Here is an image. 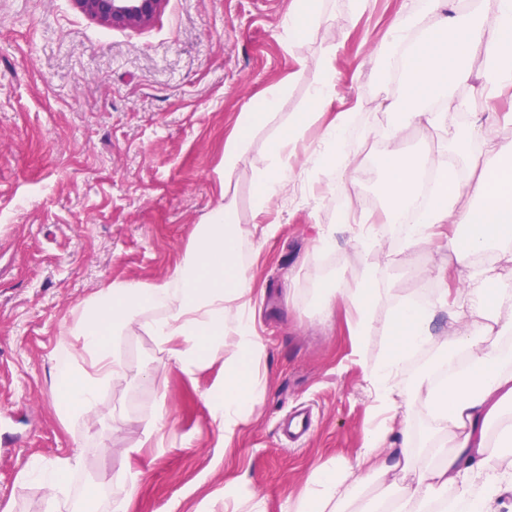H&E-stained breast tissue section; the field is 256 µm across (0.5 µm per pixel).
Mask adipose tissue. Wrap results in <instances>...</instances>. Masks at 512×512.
Returning <instances> with one entry per match:
<instances>
[{
	"label": "adipose tissue",
	"mask_w": 512,
	"mask_h": 512,
	"mask_svg": "<svg viewBox=\"0 0 512 512\" xmlns=\"http://www.w3.org/2000/svg\"><path fill=\"white\" fill-rule=\"evenodd\" d=\"M321 0H293L283 26V40L292 46L321 21ZM384 65L398 79L397 94L386 104L389 116L381 130L386 143L383 195L391 207L387 221L397 224L409 212L415 189L425 170H433V199L419 209L410 225L408 250L422 248L441 224H462L465 242L449 239L448 251L458 265L469 266L475 254L494 241L512 240V139L472 150L483 128L499 124L492 103L512 90V0H472L461 14L456 0H428L425 14L406 13L389 29L381 48ZM480 71H473V61ZM278 105L270 94L245 113L237 133L224 144V170L232 172L242 160L253 130L268 121ZM468 117L466 131L453 129L448 112ZM419 124L440 129L458 164L444 166L437 158L422 159L396 143L400 129ZM299 128L274 137L268 164L256 168L255 208L265 215L274 197L284 192L291 176L284 160L296 157ZM256 228L235 225L230 205H220L207 223L198 225L183 260L161 283L135 280L111 282L79 306L70 328V341L54 356L55 385L61 414L75 418L98 404L101 385L124 379L127 367L112 348L113 339L142 328L153 336L167 361L190 373L206 356L230 350L224 379L205 396L213 423L232 439L237 427L261 404V381L254 368L263 344L251 318V288L247 266L238 264L242 239ZM512 301V286L485 269L470 278L465 296L450 311L456 322L452 340L432 333V309L405 305L386 325L393 348L380 360L370 379L380 405L381 422L366 434V446L341 472H317L309 495L295 512H334L345 499L347 477L368 469L379 476L411 468L407 448H392L388 435L407 434L402 409L427 411L451 441L450 452L429 449L433 463L416 481L396 486L384 512H448L443 490L451 485L478 493L468 512H494L497 502H512V476L501 473L486 452L485 438L505 398H512V358L489 343L488 333L512 331L502 323L501 308ZM425 347L441 348L439 369L422 372L410 386L394 380L403 356Z\"/></svg>",
	"instance_id": "1"
}]
</instances>
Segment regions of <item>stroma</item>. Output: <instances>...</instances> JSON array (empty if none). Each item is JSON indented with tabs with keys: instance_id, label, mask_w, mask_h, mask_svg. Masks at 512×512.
<instances>
[{
	"instance_id": "35a3bbf8",
	"label": "stroma",
	"mask_w": 512,
	"mask_h": 512,
	"mask_svg": "<svg viewBox=\"0 0 512 512\" xmlns=\"http://www.w3.org/2000/svg\"><path fill=\"white\" fill-rule=\"evenodd\" d=\"M291 5L168 0L150 26L115 30L71 0H0V512H113L112 488L123 483L136 486L130 512H290L313 473L354 460L377 424L369 376L393 344L392 309L436 304L433 333L452 335L446 305L469 271L446 241L465 229L443 225L407 250L405 225L384 221V151L374 136L396 93L377 49L391 24L425 13L427 0H368L360 11L352 0H323L320 24L290 49L281 36ZM326 54L336 94L312 112L314 63ZM274 92V115L219 177L242 113ZM342 112L350 121L338 171L290 160L295 189L273 205L272 234L241 245L264 344L259 415L224 444L205 395L224 378L225 353L187 374L139 330L115 342L126 378L109 383L90 412L61 416L53 355L74 309L113 281L162 282L220 204L243 227L256 224L253 172L269 141L298 121L304 146L317 147ZM366 225L377 228L375 246L363 243ZM323 236L331 248L320 249ZM366 272L378 294L360 338L350 297ZM328 280L336 305L323 319L312 302ZM161 407L169 419L160 446L140 448L143 420ZM300 407L313 414L312 432L285 440L280 424ZM60 458L77 462L66 486L24 480L33 460ZM430 462L414 454L411 470L386 483L353 475L339 512H376L390 483L414 481Z\"/></svg>"
}]
</instances>
